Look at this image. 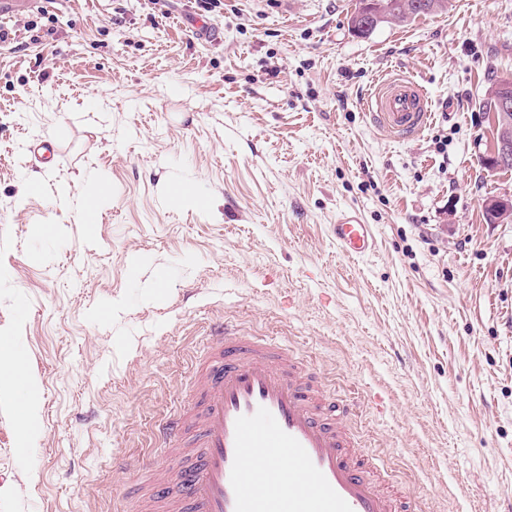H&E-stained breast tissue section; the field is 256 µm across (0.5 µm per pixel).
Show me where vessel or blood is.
Here are the masks:
<instances>
[{
	"instance_id": "obj_1",
	"label": "vessel or blood",
	"mask_w": 512,
	"mask_h": 512,
	"mask_svg": "<svg viewBox=\"0 0 512 512\" xmlns=\"http://www.w3.org/2000/svg\"><path fill=\"white\" fill-rule=\"evenodd\" d=\"M371 108L400 137L430 117L422 89L404 77L379 89ZM332 236L350 257L375 248L353 209L337 214ZM354 413L288 344L215 327L193 362L187 402L155 428L177 460L175 479H157L151 459L134 465L145 512H408L384 461L358 451L347 427Z\"/></svg>"
}]
</instances>
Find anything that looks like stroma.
Returning a JSON list of instances; mask_svg holds the SVG:
<instances>
[{
	"instance_id": "1",
	"label": "stroma",
	"mask_w": 512,
	"mask_h": 512,
	"mask_svg": "<svg viewBox=\"0 0 512 512\" xmlns=\"http://www.w3.org/2000/svg\"><path fill=\"white\" fill-rule=\"evenodd\" d=\"M356 2L0 8V335L38 417L25 464L0 394V512H140L113 463L153 447L223 319L356 399L365 452L418 512L512 503V224L482 206L512 171L484 166L479 105L512 79V0H449L367 37ZM396 73L434 112L412 139L368 115ZM42 142L64 157L35 156ZM345 207L372 254L332 239Z\"/></svg>"
}]
</instances>
